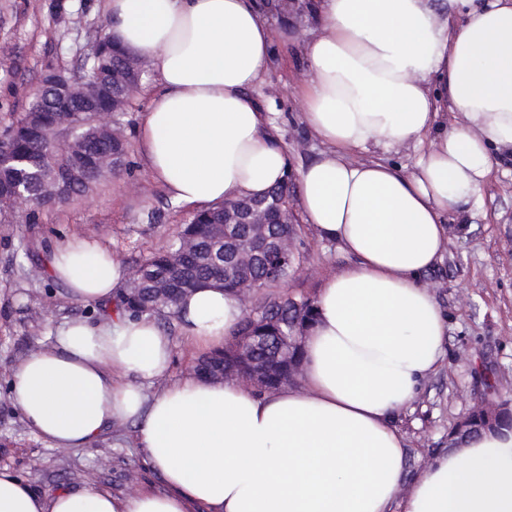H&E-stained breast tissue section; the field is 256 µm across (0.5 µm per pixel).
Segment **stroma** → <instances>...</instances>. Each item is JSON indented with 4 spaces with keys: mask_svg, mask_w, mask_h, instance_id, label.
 I'll return each instance as SVG.
<instances>
[{
    "mask_svg": "<svg viewBox=\"0 0 512 512\" xmlns=\"http://www.w3.org/2000/svg\"><path fill=\"white\" fill-rule=\"evenodd\" d=\"M0 0V129L24 110L50 69L76 74L91 39L106 22V0ZM273 32L269 72L251 96L280 114L276 136L292 170L318 158L324 144L301 121L306 80L302 43L315 28L301 10L266 15ZM149 99L137 91L122 117L127 166L106 174L89 192L40 211L33 222H0V467L32 487L53 491L72 484L103 485L119 495L156 484L132 428L114 426L89 448H52L29 432L7 401L10 367L35 350L56 325L87 314L49 279L45 262L55 242L73 233L96 237L125 267L166 246L193 209L172 203L150 175L136 129ZM306 258L287 285L295 297L315 298L348 258L336 243L302 226ZM448 319L446 358L402 411L397 427L408 443V467L422 472L447 450L455 424L482 399L512 401V159L496 160L474 212L448 215V245L424 276Z\"/></svg>",
    "mask_w": 512,
    "mask_h": 512,
    "instance_id": "1",
    "label": "stroma"
}]
</instances>
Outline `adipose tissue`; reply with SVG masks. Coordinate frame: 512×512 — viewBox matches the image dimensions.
<instances>
[{
	"label": "adipose tissue",
	"mask_w": 512,
	"mask_h": 512,
	"mask_svg": "<svg viewBox=\"0 0 512 512\" xmlns=\"http://www.w3.org/2000/svg\"><path fill=\"white\" fill-rule=\"evenodd\" d=\"M304 119L329 146L301 169L300 206L355 265L329 277L302 337L298 389L169 377L171 337L112 313L127 272L72 234L47 258L70 299L100 306L13 365L11 405L53 448L133 426L159 489L42 493L0 467V512H512V429L452 442L408 477L392 424L445 356L446 319L422 276L448 243L449 211L480 207L493 152L512 154V0H313ZM109 36L158 76L138 140L182 207L261 196L290 171L278 115L250 90L272 32L262 0H108ZM464 122L449 123V114ZM422 147L412 172L355 152ZM243 317L219 287L184 298L180 330L223 348Z\"/></svg>",
	"instance_id": "obj_1"
}]
</instances>
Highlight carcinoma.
Wrapping results in <instances>:
<instances>
[{"instance_id": "carcinoma-1", "label": "carcinoma", "mask_w": 512, "mask_h": 512, "mask_svg": "<svg viewBox=\"0 0 512 512\" xmlns=\"http://www.w3.org/2000/svg\"><path fill=\"white\" fill-rule=\"evenodd\" d=\"M102 46L99 56L90 59L88 75L112 87L103 92L98 108L115 117L121 125L123 111L115 109L118 84L136 77L128 58L112 45L107 35L98 34ZM39 96L34 94L26 110L4 129V148L10 162L0 168V186L8 194H22L30 206V214L41 207L62 203L72 195L90 191L102 178L96 160L105 154L114 157L120 167L125 163L127 142L103 138L84 112H53L39 109ZM68 122L82 139L86 157L64 155L56 148L52 134L62 122ZM288 183L273 187L259 198L245 197L232 202L229 210L261 206L277 220L275 224L237 225L232 235L224 234V205L196 212L174 240L153 253L141 264L140 275L125 284L115 298V309L132 317L168 314L176 316L183 296L209 281L222 284L224 292L238 296L241 282L255 283V289L278 288L288 281L299 257L283 253L276 241L297 234L293 216L288 210ZM314 320V301L296 300L286 294L267 293L253 303V314L242 319L239 333L257 337L256 343L236 349L234 336L224 348L201 356L200 363H214L232 370L239 380L249 384L262 379L260 389L279 390L294 382L302 361L298 337ZM512 421L506 411L480 407L466 419V433L472 434Z\"/></svg>"}]
</instances>
